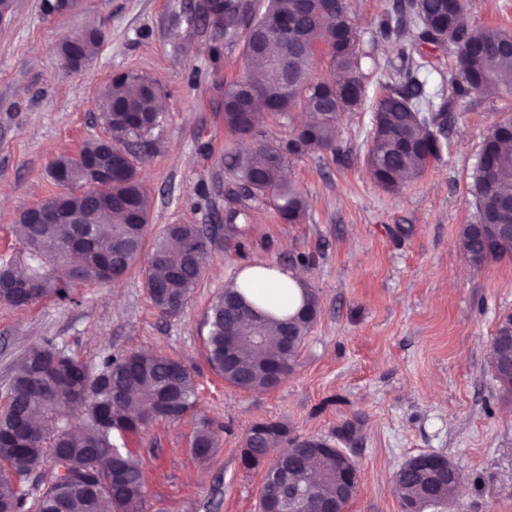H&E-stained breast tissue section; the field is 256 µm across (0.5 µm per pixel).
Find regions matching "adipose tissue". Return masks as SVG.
Masks as SVG:
<instances>
[{
	"mask_svg": "<svg viewBox=\"0 0 512 512\" xmlns=\"http://www.w3.org/2000/svg\"><path fill=\"white\" fill-rule=\"evenodd\" d=\"M236 282L240 287L262 293L270 302L272 312L280 317L293 313L300 306L302 290L309 285L300 270L259 265L244 268Z\"/></svg>",
	"mask_w": 512,
	"mask_h": 512,
	"instance_id": "adipose-tissue-1",
	"label": "adipose tissue"
}]
</instances>
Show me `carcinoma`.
Listing matches in <instances>:
<instances>
[{
  "label": "carcinoma",
  "mask_w": 512,
  "mask_h": 512,
  "mask_svg": "<svg viewBox=\"0 0 512 512\" xmlns=\"http://www.w3.org/2000/svg\"><path fill=\"white\" fill-rule=\"evenodd\" d=\"M242 0H224V34L245 27L243 54L249 50L267 19L286 17L307 30L310 50L297 54L288 70V86L278 72L262 64L224 88V126L247 149V162L229 157L228 170L239 191L254 200L271 199L281 221L299 223L307 200L303 190L283 177L292 158L315 150L336 151L334 110L346 111L364 99L360 79L363 50L359 28L349 12L348 0H261L258 10L246 14ZM461 0H411L410 21L430 42L427 25L448 33L456 48L458 79L452 93L458 99L472 94L497 92L512 73V31L494 26L470 28L462 22ZM328 48L333 66L345 74L338 84L310 81L309 63L319 44ZM153 82L133 74L112 79L102 97L129 112H138L151 125L113 120L103 112L110 139L141 155L157 148L152 138L164 108ZM427 80L418 70L407 69L402 82L375 104L367 164L372 178L388 191L421 176L439 160L446 147L444 131L449 102L434 103L426 91ZM266 91L247 112L240 98L255 88ZM300 110L305 120L292 125L288 138L271 142L263 131L266 116L293 120ZM101 140L83 144L74 157H60L51 166L69 175L64 191L45 199L36 208L52 206L81 217L79 243L70 246L66 224H30L21 213L13 233L18 249L0 260V280L7 288L0 301L21 308L19 296L33 288L43 300L72 298L73 289L106 285L101 270L116 267L125 275L145 245L150 202L134 167L112 179L110 196L122 210L104 209L95 198L80 192L86 174L84 164L100 152ZM512 118L497 124L482 152L495 161L490 173L476 170L472 195L479 221L463 224L459 244L470 265L481 268L492 261L512 258V234L492 240L488 224L512 225V206L506 202L512 188ZM214 231L198 224H167L152 244L145 288L159 315L174 317L186 306L196 288L213 241ZM168 282L162 294L151 292L154 279ZM305 307L296 315L279 319L240 290L224 289L211 302L206 315L205 338L211 368L227 384L246 391L276 388L291 371L318 313L314 289L306 290ZM512 332V314L500 319L492 344V368L501 388L512 393V348L500 344ZM197 400L195 375L181 361L149 351L108 354L97 369L68 355L51 338L27 349L14 365L6 407L0 411V465L26 476L46 459L64 450L69 477L57 469L40 493L35 512H145L146 487L141 463L124 439L145 430L155 421L180 419ZM243 456L248 467L257 465L274 443L285 437L276 422L253 425ZM218 447L213 422L201 420L193 434L191 451L199 459ZM278 464L265 473L261 496L277 502L290 492L309 493L316 500L336 499V458L288 448L291 478L284 485L273 478ZM394 482L402 506L419 501L432 491L441 501L454 496L448 485L434 487L432 478L408 460L396 471ZM26 494L0 481V512H27Z\"/></svg>",
  "instance_id": "cac0c4a2"
}]
</instances>
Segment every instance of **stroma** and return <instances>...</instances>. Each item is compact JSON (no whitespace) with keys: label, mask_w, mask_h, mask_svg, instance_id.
<instances>
[{"label":"stroma","mask_w":512,"mask_h":512,"mask_svg":"<svg viewBox=\"0 0 512 512\" xmlns=\"http://www.w3.org/2000/svg\"><path fill=\"white\" fill-rule=\"evenodd\" d=\"M43 2L15 0L0 21V185L10 190L0 205V257L17 245L19 214L58 193L50 161L107 135L99 99L119 73L153 80L165 102L159 149L138 163L151 203L147 239L167 224L221 230L173 318L150 303L145 254L120 281L75 289L70 301L0 302V409L14 362L44 338L90 366L107 353L152 351L194 370L197 402L183 418L127 438L142 463L147 512H258L277 459L245 466V433L258 422L280 423L291 437L344 433L359 479L346 512H403L394 475L422 453L452 459L467 477L446 512H512V394L491 368L497 324L512 313V259L473 268L458 239L476 219L473 172L489 131L512 116V92L454 101L442 158L400 191L384 190L367 166L376 100L408 65L429 91L450 94L455 51L415 46L410 24L382 38L379 19L402 0H350L372 53L365 97L339 117L335 152L290 161L288 177L308 207L301 223L285 224L271 203L230 196L224 152L235 137L224 126V87L245 68L243 35L206 22L197 0H81L58 17ZM464 17L473 28L512 30V0H470ZM93 24L106 29L105 43L86 64L66 65L60 43ZM234 205L248 213L241 234L222 226ZM259 263L300 269L319 299L292 371L269 392L224 383L201 334L211 299ZM203 417L221 428L205 460L190 448Z\"/></svg>","instance_id":"obj_1"}]
</instances>
